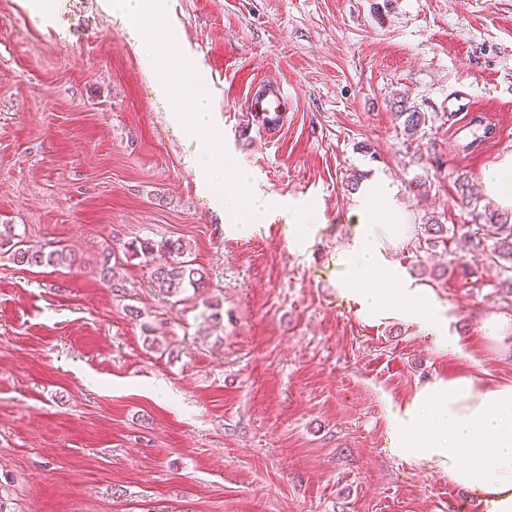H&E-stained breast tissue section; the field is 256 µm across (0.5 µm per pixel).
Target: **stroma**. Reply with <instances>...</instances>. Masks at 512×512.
<instances>
[{"label": "stroma", "instance_id": "stroma-1", "mask_svg": "<svg viewBox=\"0 0 512 512\" xmlns=\"http://www.w3.org/2000/svg\"><path fill=\"white\" fill-rule=\"evenodd\" d=\"M103 2L58 0L35 21L27 0H0V225L73 259L0 253V496L12 512H484L391 450L387 408L434 377L512 381V349L479 330L512 316L499 270L424 232L468 222L460 179L512 155V0H168L217 143L283 203L241 235ZM275 84L287 112L269 130L246 105ZM404 105L426 115L417 133ZM461 110L491 135L471 144ZM375 179L413 226L393 259L452 306L469 356L337 293L351 184ZM290 202L323 224L303 253ZM138 239L186 244L219 325L127 260ZM110 253L122 297L100 276Z\"/></svg>", "mask_w": 512, "mask_h": 512}]
</instances>
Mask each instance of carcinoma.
I'll return each mask as SVG.
<instances>
[{
    "instance_id": "obj_1",
    "label": "carcinoma",
    "mask_w": 512,
    "mask_h": 512,
    "mask_svg": "<svg viewBox=\"0 0 512 512\" xmlns=\"http://www.w3.org/2000/svg\"><path fill=\"white\" fill-rule=\"evenodd\" d=\"M471 224L476 229L465 232L471 251L477 253L482 260L496 265L505 273H511L505 284L508 286L507 295L512 297V224L509 217L499 213L471 212ZM7 249L12 259L20 264L28 265H61L71 261V257L62 250L45 252L24 244V240L16 237L10 226L5 225L0 230V250ZM126 251L132 257L145 260L161 251L166 255L165 263L153 270V276L159 291L170 298H176L188 289L198 291L204 287L202 271L192 266L184 259L185 247L178 240L164 241L154 244L150 241L127 244ZM104 280L111 284L113 290L125 292L126 283L118 272V266L109 265V258H104L102 265Z\"/></svg>"
}]
</instances>
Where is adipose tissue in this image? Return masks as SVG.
I'll use <instances>...</instances> for the list:
<instances>
[{"instance_id": "ef3b65f1", "label": "adipose tissue", "mask_w": 512, "mask_h": 512, "mask_svg": "<svg viewBox=\"0 0 512 512\" xmlns=\"http://www.w3.org/2000/svg\"><path fill=\"white\" fill-rule=\"evenodd\" d=\"M320 229L314 208L289 205L293 249H307ZM412 233L386 186L368 184L336 253V288L359 312L399 315L432 337L441 351L463 353L464 342L449 331L451 306L439 302L391 258ZM387 419L389 446L396 455L478 493L485 512H512V382L491 384L474 373L436 377L390 405Z\"/></svg>"}]
</instances>
